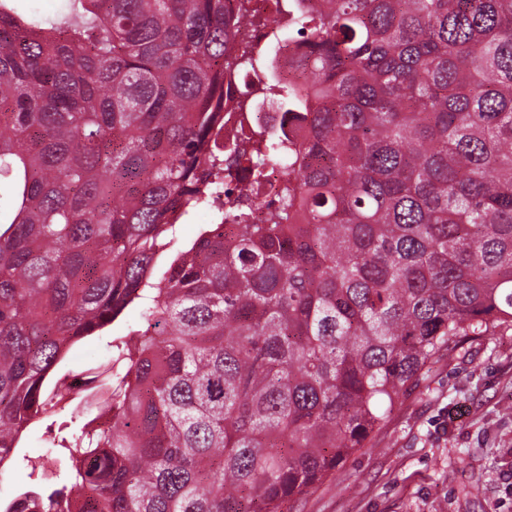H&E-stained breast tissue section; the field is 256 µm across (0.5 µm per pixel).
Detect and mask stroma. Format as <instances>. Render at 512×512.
Returning <instances> with one entry per match:
<instances>
[{
  "label": "stroma",
  "mask_w": 512,
  "mask_h": 512,
  "mask_svg": "<svg viewBox=\"0 0 512 512\" xmlns=\"http://www.w3.org/2000/svg\"><path fill=\"white\" fill-rule=\"evenodd\" d=\"M290 512H512V329L431 360L386 425Z\"/></svg>",
  "instance_id": "stroma-1"
}]
</instances>
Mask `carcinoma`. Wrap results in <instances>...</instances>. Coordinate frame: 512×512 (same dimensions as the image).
<instances>
[{"instance_id": "cac0c4a2", "label": "carcinoma", "mask_w": 512, "mask_h": 512, "mask_svg": "<svg viewBox=\"0 0 512 512\" xmlns=\"http://www.w3.org/2000/svg\"><path fill=\"white\" fill-rule=\"evenodd\" d=\"M0 0V512H283L440 351L512 326V0H310L240 63L307 133L215 110L226 0ZM288 170L259 222L224 185ZM211 223L188 245L176 226ZM141 326L75 400V343ZM107 420H102V415ZM276 49L278 50L276 61L281 76L293 84H311L309 80L305 79L303 71H297L293 66L295 54L293 47L284 45L280 46L279 49L278 47ZM26 473L21 463L7 464L0 476V496H8L15 487L25 483Z\"/></svg>"}]
</instances>
